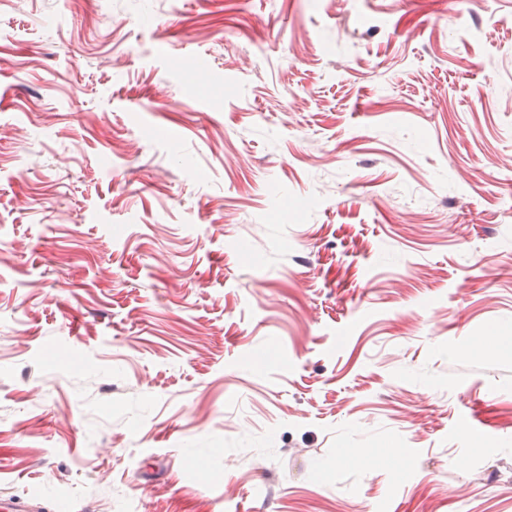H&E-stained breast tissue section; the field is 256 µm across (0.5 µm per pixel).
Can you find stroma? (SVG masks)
Returning a JSON list of instances; mask_svg holds the SVG:
<instances>
[{"label": "stroma", "instance_id": "1", "mask_svg": "<svg viewBox=\"0 0 512 512\" xmlns=\"http://www.w3.org/2000/svg\"><path fill=\"white\" fill-rule=\"evenodd\" d=\"M1 492L512 512V0H0Z\"/></svg>", "mask_w": 512, "mask_h": 512}]
</instances>
